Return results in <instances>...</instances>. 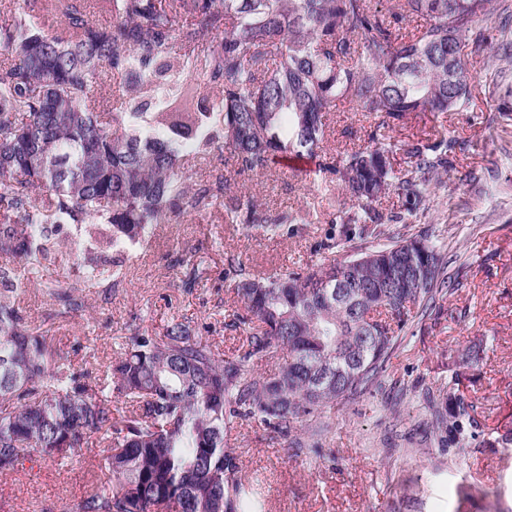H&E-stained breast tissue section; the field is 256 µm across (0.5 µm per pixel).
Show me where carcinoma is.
<instances>
[{"instance_id":"obj_1","label":"carcinoma","mask_w":512,"mask_h":512,"mask_svg":"<svg viewBox=\"0 0 512 512\" xmlns=\"http://www.w3.org/2000/svg\"><path fill=\"white\" fill-rule=\"evenodd\" d=\"M53 2V32L36 10L0 26L11 56L0 69V255L34 267L69 247L70 291L47 294L77 308L74 292L124 281L128 254L189 208L298 234L304 214L262 208L226 181L190 185L193 163L220 151L239 175L278 153L321 157L327 223L339 226L321 249L347 257L269 277L227 259L241 304L229 326L249 327L246 344L226 358L174 318L160 336L129 337L101 387L28 328L17 289H1L0 473L32 451L63 464L97 434L112 486L68 512H263L225 434L245 421L286 437L377 390L407 328L448 293L447 261L425 236L349 248L405 223L382 197L412 215L454 176L455 141L389 132L412 112L470 109L473 48L499 58L477 27L492 0H403L389 15L372 0H101L112 16L102 27L80 0ZM184 17L196 28L181 29ZM103 67L120 79L111 100L95 88ZM347 97L381 120L364 143L323 155L324 116ZM408 263L429 275L399 284L393 273ZM426 408L441 444L463 450L480 435L463 397Z\"/></svg>"}]
</instances>
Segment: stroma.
Instances as JSON below:
<instances>
[{"label": "stroma", "mask_w": 512, "mask_h": 512, "mask_svg": "<svg viewBox=\"0 0 512 512\" xmlns=\"http://www.w3.org/2000/svg\"><path fill=\"white\" fill-rule=\"evenodd\" d=\"M472 105L466 112H418L393 131L395 140L457 139L458 178L438 187L428 211L407 233L428 235L443 250L449 272L461 271L463 288L440 299L432 316L412 324L385 373V389L327 408L312 425L281 438L245 423L228 431L225 446L243 472L258 479L270 512H502L512 508V112L502 111L512 87V60L488 62L473 54ZM327 149L352 147L377 118L341 100L326 116ZM320 169L270 164L245 183L265 208H311L321 200ZM328 230L304 225L295 236H266L224 221L223 209L187 211L179 222L158 225L148 248L129 259L126 280L113 288H86L73 311L46 293L68 289L73 257L62 252L32 271L14 264L10 283L31 328L75 368L105 379L120 340L161 333L183 317L224 355L246 333L226 327L236 306L225 278L229 258L252 270H276L330 260L320 247ZM205 269L198 286L182 287L193 268ZM480 360L468 362V350ZM453 384L472 405L481 436L465 452L439 447L424 407L426 390ZM322 445L314 453L313 445ZM107 444L89 437L66 465L39 454L0 473V512H66L86 493L107 487L102 468ZM472 485L460 494V483Z\"/></svg>", "instance_id": "obj_1"}]
</instances>
